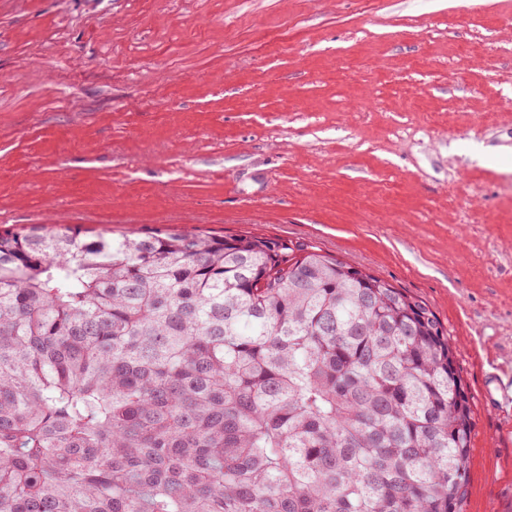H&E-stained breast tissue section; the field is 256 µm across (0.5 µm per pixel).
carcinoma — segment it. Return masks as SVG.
Here are the masks:
<instances>
[{"label": "carcinoma", "instance_id": "obj_1", "mask_svg": "<svg viewBox=\"0 0 512 512\" xmlns=\"http://www.w3.org/2000/svg\"><path fill=\"white\" fill-rule=\"evenodd\" d=\"M424 301L244 233L0 231V512H463Z\"/></svg>", "mask_w": 512, "mask_h": 512}]
</instances>
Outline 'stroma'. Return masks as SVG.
I'll return each mask as SVG.
<instances>
[{"label": "stroma", "instance_id": "obj_1", "mask_svg": "<svg viewBox=\"0 0 512 512\" xmlns=\"http://www.w3.org/2000/svg\"><path fill=\"white\" fill-rule=\"evenodd\" d=\"M252 232L425 300L512 512V0H0V230Z\"/></svg>", "mask_w": 512, "mask_h": 512}]
</instances>
